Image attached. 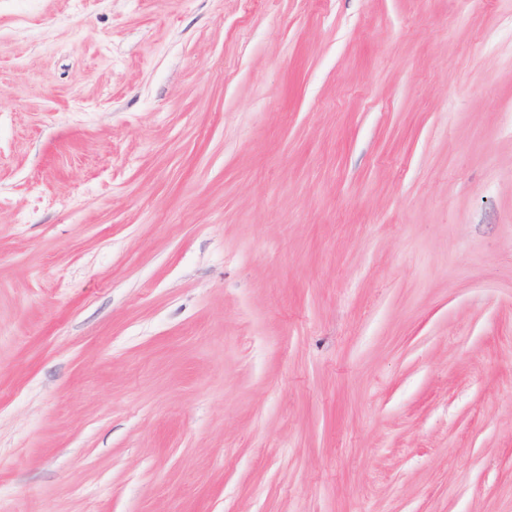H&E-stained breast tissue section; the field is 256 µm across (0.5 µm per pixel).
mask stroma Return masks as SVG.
Wrapping results in <instances>:
<instances>
[{
  "instance_id": "1",
  "label": "stroma",
  "mask_w": 512,
  "mask_h": 512,
  "mask_svg": "<svg viewBox=\"0 0 512 512\" xmlns=\"http://www.w3.org/2000/svg\"><path fill=\"white\" fill-rule=\"evenodd\" d=\"M0 512H512V0H0Z\"/></svg>"
}]
</instances>
